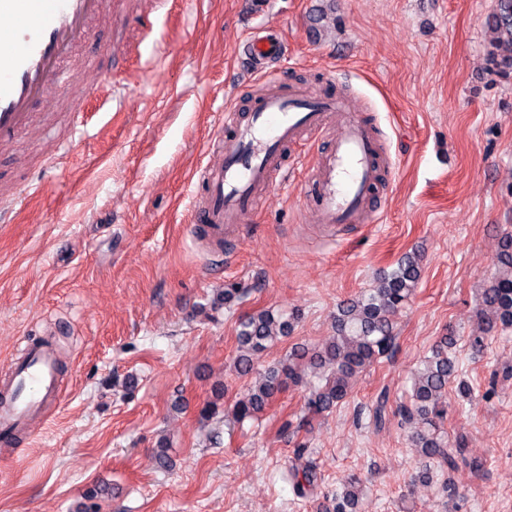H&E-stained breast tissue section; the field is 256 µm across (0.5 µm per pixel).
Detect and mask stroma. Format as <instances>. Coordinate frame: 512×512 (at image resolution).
<instances>
[{"instance_id":"35a3bbf8","label":"stroma","mask_w":512,"mask_h":512,"mask_svg":"<svg viewBox=\"0 0 512 512\" xmlns=\"http://www.w3.org/2000/svg\"><path fill=\"white\" fill-rule=\"evenodd\" d=\"M493 5L271 0L262 21L288 42L289 81L353 99L394 173L378 222L333 242L317 234L294 174L260 202L233 265L214 272L186 223L188 194L214 113L230 94L242 105L250 97L236 58L245 0H183L155 12L149 31L105 0L81 51L112 55L87 79L125 88L131 108L99 110L66 160L53 159L40 129L23 151L0 155V172L24 176L38 158L48 173L17 222L0 224V373L26 337L69 326L58 339L56 406L14 454L0 453V512H82L96 487L106 493L95 512H325L354 473L361 512H512V327L483 354L459 348L472 398L449 385L444 429L466 467L418 481L425 462L396 414L435 340L476 325L497 238L512 229V76L486 63ZM126 47L149 58L147 72L125 63ZM415 250L422 275L396 316V347L334 412L284 428L305 394L291 386L260 420L202 418L217 388L228 407L245 391L233 369L242 315L270 310L292 322L255 356L264 370L293 344L333 335L337 303ZM228 288L245 291L231 308ZM301 442L321 472L309 499L288 479ZM160 447L172 468L156 465Z\"/></svg>"}]
</instances>
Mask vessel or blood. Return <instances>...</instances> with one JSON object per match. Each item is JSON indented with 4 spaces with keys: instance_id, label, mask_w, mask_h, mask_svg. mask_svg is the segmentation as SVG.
I'll list each match as a JSON object with an SVG mask.
<instances>
[{
    "instance_id": "obj_1",
    "label": "vessel or blood",
    "mask_w": 512,
    "mask_h": 512,
    "mask_svg": "<svg viewBox=\"0 0 512 512\" xmlns=\"http://www.w3.org/2000/svg\"><path fill=\"white\" fill-rule=\"evenodd\" d=\"M103 0H0V152L10 150L45 116L38 103L73 94L60 71L75 44L90 35L89 23ZM288 53L278 30L251 32L239 47L243 67L263 91L248 107L225 106L214 121L212 158L203 168L189 204L196 240L211 257L232 259L261 198L307 167L302 204L313 212L323 236L375 223L384 194L380 181L391 162L371 122L352 112L335 93L312 94L289 83ZM325 146L305 156V141ZM26 197L0 198V224L13 223ZM59 370L52 344L28 340L13 359L9 391L0 402V447L12 448L28 423L57 399Z\"/></svg>"
}]
</instances>
